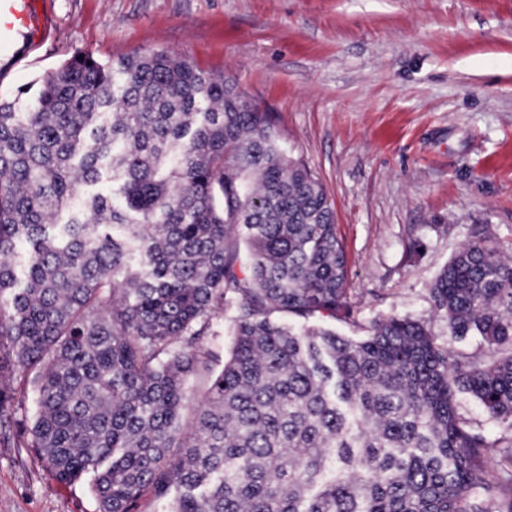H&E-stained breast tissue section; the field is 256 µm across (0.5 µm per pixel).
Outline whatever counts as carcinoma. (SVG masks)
<instances>
[{"instance_id":"carcinoma-1","label":"carcinoma","mask_w":512,"mask_h":512,"mask_svg":"<svg viewBox=\"0 0 512 512\" xmlns=\"http://www.w3.org/2000/svg\"><path fill=\"white\" fill-rule=\"evenodd\" d=\"M346 265L322 185L230 78L75 56L24 110L0 101V343L38 395L28 424L0 379V425L90 478L98 512L148 491L170 512H512V260L483 238L444 266L446 345L410 317L359 339L281 321L349 317ZM229 306L218 369L200 340ZM459 392L506 432L468 426ZM494 465L495 508L471 499Z\"/></svg>"}]
</instances>
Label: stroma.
Here are the masks:
<instances>
[{
    "instance_id": "stroma-1",
    "label": "stroma",
    "mask_w": 512,
    "mask_h": 512,
    "mask_svg": "<svg viewBox=\"0 0 512 512\" xmlns=\"http://www.w3.org/2000/svg\"><path fill=\"white\" fill-rule=\"evenodd\" d=\"M51 33L0 99L72 56L151 51L233 77L323 185L348 260L344 336L426 320L430 288L471 240L512 254V0H46ZM0 512H98L88 480L60 483L0 429Z\"/></svg>"
}]
</instances>
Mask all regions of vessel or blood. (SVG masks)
I'll return each mask as SVG.
<instances>
[{"mask_svg":"<svg viewBox=\"0 0 512 512\" xmlns=\"http://www.w3.org/2000/svg\"><path fill=\"white\" fill-rule=\"evenodd\" d=\"M45 22L33 0H0V44L13 42L18 49L0 57V72L10 71L24 58L22 48L43 29Z\"/></svg>","mask_w":512,"mask_h":512,"instance_id":"vessel-or-blood-1","label":"vessel or blood"}]
</instances>
